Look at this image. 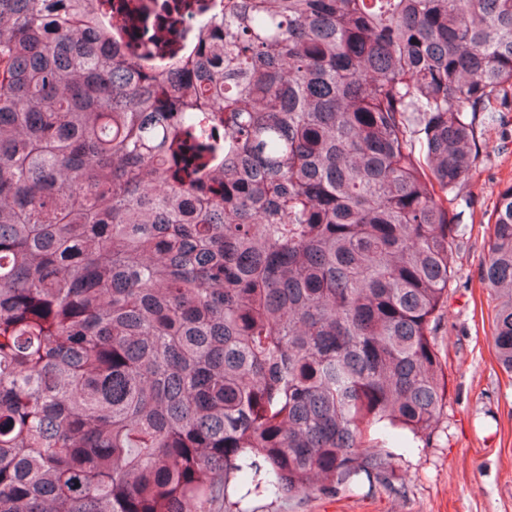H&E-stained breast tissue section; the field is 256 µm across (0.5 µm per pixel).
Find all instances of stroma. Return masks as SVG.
Returning <instances> with one entry per match:
<instances>
[{"instance_id":"stroma-1","label":"stroma","mask_w":512,"mask_h":512,"mask_svg":"<svg viewBox=\"0 0 512 512\" xmlns=\"http://www.w3.org/2000/svg\"><path fill=\"white\" fill-rule=\"evenodd\" d=\"M473 126V177L448 198L465 233L454 242L455 277L433 329L448 383L438 427L427 441L392 446L385 481L363 479L333 497L275 499L242 478L228 512H512V376L497 363L493 303L478 278L488 218L512 184V112L477 113Z\"/></svg>"}]
</instances>
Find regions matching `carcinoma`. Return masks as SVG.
Instances as JSON below:
<instances>
[{
	"label": "carcinoma",
	"mask_w": 512,
	"mask_h": 512,
	"mask_svg": "<svg viewBox=\"0 0 512 512\" xmlns=\"http://www.w3.org/2000/svg\"><path fill=\"white\" fill-rule=\"evenodd\" d=\"M139 67L0 0V512H215L381 478L445 400L468 113L512 0H223ZM479 271L512 374V185Z\"/></svg>",
	"instance_id": "carcinoma-1"
}]
</instances>
